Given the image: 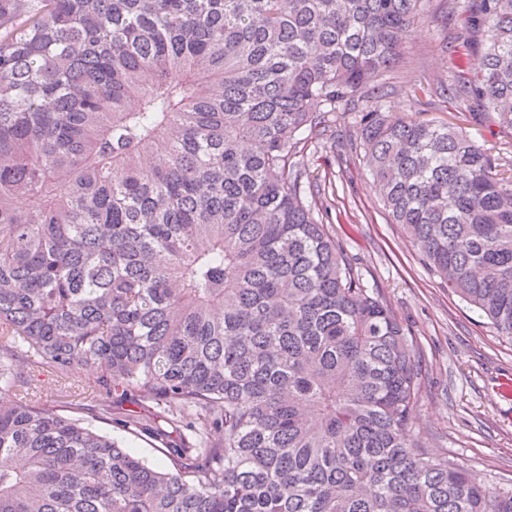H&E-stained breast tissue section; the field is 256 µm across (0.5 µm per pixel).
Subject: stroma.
<instances>
[{
	"label": "stroma",
	"instance_id": "stroma-1",
	"mask_svg": "<svg viewBox=\"0 0 512 512\" xmlns=\"http://www.w3.org/2000/svg\"><path fill=\"white\" fill-rule=\"evenodd\" d=\"M447 0H424L405 43L403 59L385 79L383 109L397 118L439 120L465 126L478 142L497 145L507 136L493 123L469 125L448 97L456 76V25ZM418 94H411V85ZM344 164L306 154L309 176L330 173L336 186L327 229L339 241L355 273L376 289L408 329L424 372L411 432L436 455H451L486 482L512 484V342L489 320L444 288L422 263L400 225L389 223L363 153L344 152ZM34 386L59 401L81 395L93 374L76 366L64 377L17 358Z\"/></svg>",
	"mask_w": 512,
	"mask_h": 512
}]
</instances>
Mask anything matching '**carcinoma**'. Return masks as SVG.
<instances>
[{"label": "carcinoma", "mask_w": 512, "mask_h": 512, "mask_svg": "<svg viewBox=\"0 0 512 512\" xmlns=\"http://www.w3.org/2000/svg\"><path fill=\"white\" fill-rule=\"evenodd\" d=\"M422 0H0V512H512L410 434L407 329L303 191L308 141L375 92L359 148L393 224L512 340V158L391 119ZM451 96L512 132V0L451 9ZM94 370L112 419L21 393ZM179 414L157 425L155 408ZM88 419L92 421L94 426H96L102 433L112 436L114 439L121 442L131 454L143 458L151 464L158 465L165 463V456L157 449V446L163 448L160 443L145 435L134 437L115 423L99 422L91 418Z\"/></svg>", "instance_id": "1"}]
</instances>
